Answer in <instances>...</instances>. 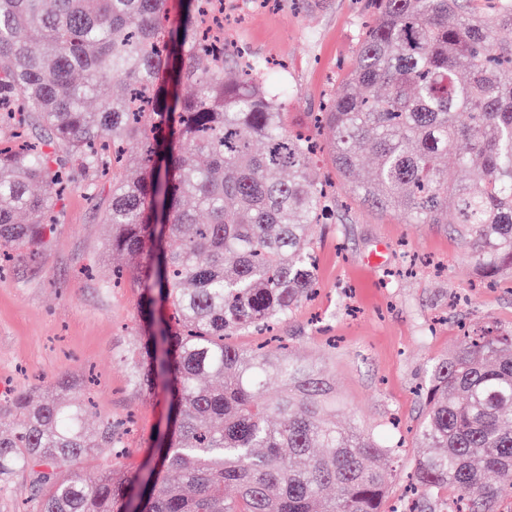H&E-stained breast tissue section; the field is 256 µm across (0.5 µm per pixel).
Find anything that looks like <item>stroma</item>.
Masks as SVG:
<instances>
[{
    "instance_id": "35a3bbf8",
    "label": "stroma",
    "mask_w": 512,
    "mask_h": 512,
    "mask_svg": "<svg viewBox=\"0 0 512 512\" xmlns=\"http://www.w3.org/2000/svg\"><path fill=\"white\" fill-rule=\"evenodd\" d=\"M224 10L243 20L228 28L230 39L256 58L287 63L292 125L317 111L356 54L360 22L371 16L369 0H224ZM53 211L59 222L48 227L40 253L13 252L0 273V396L24 392L39 401L59 396L61 378L94 376L99 412L133 416L137 431L127 456L93 451L80 472L91 484L113 467L137 471L166 425L169 395L159 387L143 396L130 385L124 357L138 344L140 290L130 279L110 285L113 267L126 263L107 249L110 225L76 187L54 198ZM310 235L317 294L278 334L294 358L332 383L338 427L378 434L399 419V460L377 461L391 503L426 454L416 437L424 416L416 387L431 361L454 350L461 325L512 321V271L482 287L450 228L377 214L341 187L335 223L313 225Z\"/></svg>"
}]
</instances>
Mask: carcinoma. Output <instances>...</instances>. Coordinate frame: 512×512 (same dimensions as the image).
<instances>
[{"instance_id": "obj_1", "label": "carcinoma", "mask_w": 512, "mask_h": 512, "mask_svg": "<svg viewBox=\"0 0 512 512\" xmlns=\"http://www.w3.org/2000/svg\"><path fill=\"white\" fill-rule=\"evenodd\" d=\"M210 2L183 0L168 28L163 0H0V259L44 243L67 185L92 196L112 175L101 220L128 262L112 282L130 273L143 290L129 380L170 395L144 485L116 469L80 478L92 449L125 448L111 417L88 425L92 403L0 398V494L26 473L32 512H512V322L461 326L432 363L417 433L432 452L388 511L375 461L399 441L344 434L328 380L283 345L230 341L271 333L315 290L308 230L335 205L320 153L366 208L452 225L484 281L512 269V42L492 40L512 30V0H373L350 70L312 114L323 144L287 126L289 89L264 62L216 46ZM173 73L193 97L169 100ZM450 164L469 180L448 181Z\"/></svg>"}]
</instances>
